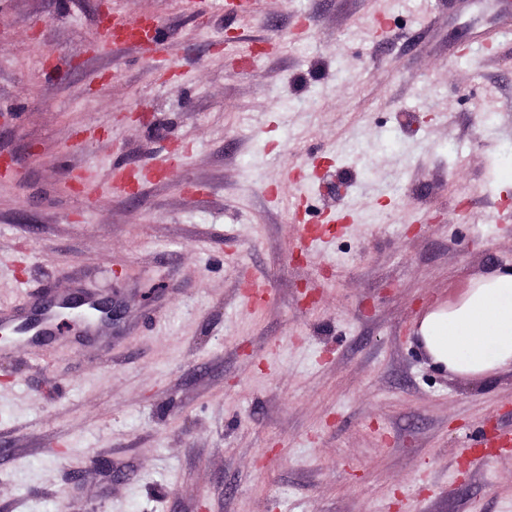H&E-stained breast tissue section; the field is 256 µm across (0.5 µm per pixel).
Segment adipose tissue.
Returning <instances> with one entry per match:
<instances>
[{"mask_svg":"<svg viewBox=\"0 0 512 512\" xmlns=\"http://www.w3.org/2000/svg\"><path fill=\"white\" fill-rule=\"evenodd\" d=\"M420 334L450 372L486 376L512 366V273L473 282L460 303L426 315Z\"/></svg>","mask_w":512,"mask_h":512,"instance_id":"obj_1","label":"adipose tissue"}]
</instances>
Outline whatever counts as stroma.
<instances>
[{
  "mask_svg": "<svg viewBox=\"0 0 512 512\" xmlns=\"http://www.w3.org/2000/svg\"><path fill=\"white\" fill-rule=\"evenodd\" d=\"M511 146L512 0H0V310L123 311L0 331V512H512V368L419 335L512 269ZM144 23L142 22H129L124 20L112 21L110 25L105 28L102 44L107 50H111L112 46L122 42H144L143 41Z\"/></svg>",
  "mask_w": 512,
  "mask_h": 512,
  "instance_id": "obj_1",
  "label": "stroma"
}]
</instances>
